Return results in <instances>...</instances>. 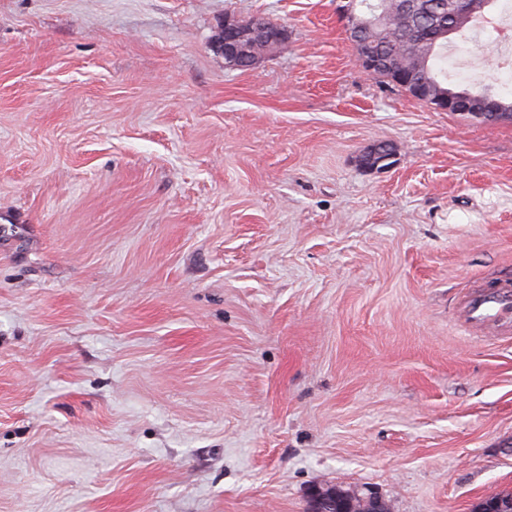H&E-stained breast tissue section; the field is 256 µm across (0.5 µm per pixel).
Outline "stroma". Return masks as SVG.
I'll use <instances>...</instances> for the list:
<instances>
[{"label":"stroma","instance_id":"stroma-1","mask_svg":"<svg viewBox=\"0 0 512 512\" xmlns=\"http://www.w3.org/2000/svg\"><path fill=\"white\" fill-rule=\"evenodd\" d=\"M335 7L0 0V512L512 491V335L463 312L512 281V124L361 73ZM511 7L449 84L512 97ZM228 16L286 35L235 69Z\"/></svg>","mask_w":512,"mask_h":512}]
</instances>
